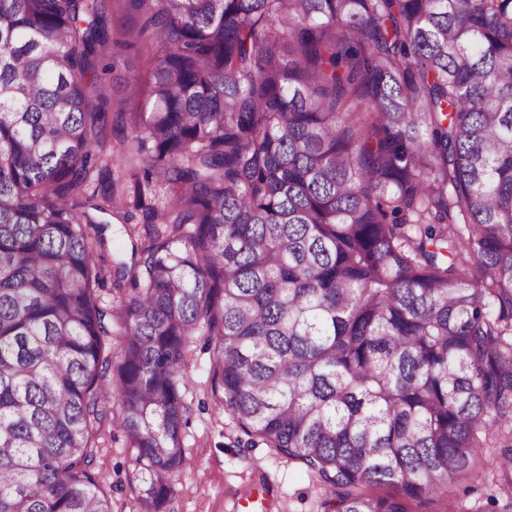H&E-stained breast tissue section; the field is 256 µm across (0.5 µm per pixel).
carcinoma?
<instances>
[{
    "mask_svg": "<svg viewBox=\"0 0 512 512\" xmlns=\"http://www.w3.org/2000/svg\"><path fill=\"white\" fill-rule=\"evenodd\" d=\"M105 2L0 0V512H111L109 421L160 512L194 339L329 512H408L495 437L511 465L512 0H126L150 66L117 158L168 201L110 307Z\"/></svg>",
    "mask_w": 512,
    "mask_h": 512,
    "instance_id": "1",
    "label": "carcinoma"
}]
</instances>
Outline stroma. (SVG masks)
Masks as SVG:
<instances>
[{
  "instance_id": "35a3bbf8",
  "label": "stroma",
  "mask_w": 512,
  "mask_h": 512,
  "mask_svg": "<svg viewBox=\"0 0 512 512\" xmlns=\"http://www.w3.org/2000/svg\"><path fill=\"white\" fill-rule=\"evenodd\" d=\"M103 89L106 105L107 149L99 165L112 168L111 146L124 140L126 112L124 88L145 74L148 53L140 47L113 50ZM190 369L183 390L189 408L184 428L185 460L176 475L164 512H236L241 497L257 493L259 512H323L325 493L296 462H285L261 441H250L230 415L214 404L208 381L209 354L202 342L189 345ZM96 470L112 512H140L144 484L131 460L124 433L106 426L100 435ZM501 472L486 471L482 478H459L447 493L425 501H407L408 512H512V494Z\"/></svg>"
}]
</instances>
